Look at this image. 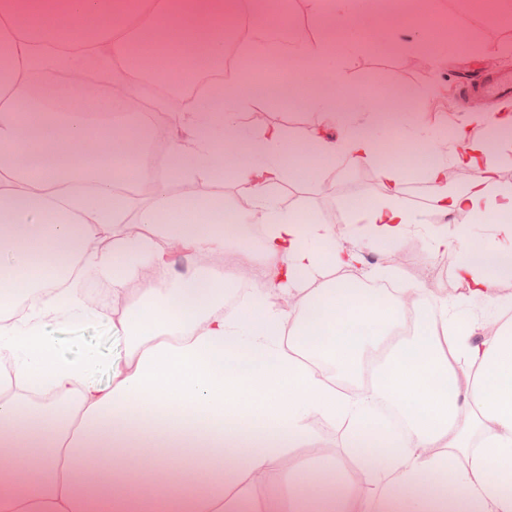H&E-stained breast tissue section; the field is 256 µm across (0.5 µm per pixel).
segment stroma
<instances>
[{"instance_id": "1", "label": "stroma", "mask_w": 512, "mask_h": 512, "mask_svg": "<svg viewBox=\"0 0 512 512\" xmlns=\"http://www.w3.org/2000/svg\"><path fill=\"white\" fill-rule=\"evenodd\" d=\"M377 0H355L346 22H339L335 10L310 11L307 0H272V18L289 33L314 40H325L336 49V70L344 87L379 99L406 95L407 113L417 122L418 137L412 138L396 127L383 124L372 127L373 137L383 145V160L406 169L402 185L408 203L426 210L431 193L423 174L410 170L413 155L427 151L430 140L441 137L448 126L467 130L474 139L483 138L487 129L483 119L505 102L485 100L459 103L456 84L466 68L497 67L512 69V0H496L494 9H486L479 0H396L399 17L389 22L388 38H381L377 26L361 25L366 16H375ZM447 21L453 34L446 42H435L427 32L432 22ZM268 124L279 127L288 140L304 143L315 118L301 109L297 100L270 97L260 105ZM294 168H310L311 180H293L281 185L278 194L285 205L304 216L331 227L337 241L354 239L352 225L346 222L350 203L369 204L382 195L373 168H362L345 177L339 168L326 167L311 155L293 153ZM428 232L407 235L398 245L399 263H391L388 249H378L368 241L360 247L367 267L389 269L391 280L412 283L426 289L437 299L455 301L462 292L454 271L459 260L456 251L436 255L430 250L429 231L447 226L448 220L428 214ZM65 353L75 354L86 347L95 348L102 357L122 354L124 344L112 337L105 324L62 322L52 328ZM342 430L326 419L316 424V442L306 448L292 449L286 463H315L321 456L340 453Z\"/></svg>"}]
</instances>
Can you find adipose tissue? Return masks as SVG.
<instances>
[{"instance_id":"adipose-tissue-1","label":"adipose tissue","mask_w":512,"mask_h":512,"mask_svg":"<svg viewBox=\"0 0 512 512\" xmlns=\"http://www.w3.org/2000/svg\"><path fill=\"white\" fill-rule=\"evenodd\" d=\"M233 13L232 0H0V512H512L501 477L512 471V313L498 312L477 343L484 315L412 284L372 288L383 272L358 247L283 205L295 147L243 120L267 94L254 82L229 76L197 91L172 117L186 136L173 139L166 175L152 176L150 121L94 120L100 96L47 70L82 73L95 56L119 62L113 81L131 97L148 71L185 85L220 71ZM293 94L315 113L312 154L330 166L373 162L367 125L389 118L415 132L405 110L367 111L364 96L329 81ZM228 138L236 153L223 166L215 153ZM493 153L478 140L433 155L430 211L512 240V190ZM452 162L471 173L456 193ZM403 175L378 164L384 198L348 208L362 237L393 246L422 229ZM146 177L141 202L128 188ZM223 177L247 195L229 225L213 220L215 200L169 191L174 179ZM175 243L188 273L173 269ZM430 246L459 251L467 300L491 299L512 277V252L467 230L434 233ZM231 247L252 288L230 308L232 279L199 257ZM89 276L110 287V312L87 306ZM101 318L122 355L67 354L50 331ZM321 417L343 426L355 473L333 455L283 466L314 442ZM259 488L274 494L258 499Z\"/></svg>"}]
</instances>
